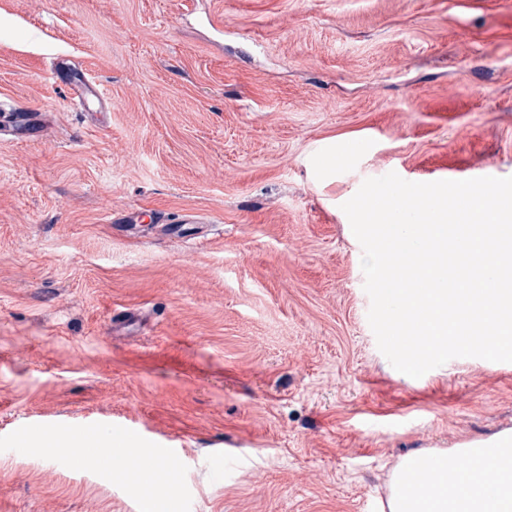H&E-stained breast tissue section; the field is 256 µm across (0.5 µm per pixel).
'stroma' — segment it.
Returning <instances> with one entry per match:
<instances>
[{
  "mask_svg": "<svg viewBox=\"0 0 512 512\" xmlns=\"http://www.w3.org/2000/svg\"><path fill=\"white\" fill-rule=\"evenodd\" d=\"M390 172L512 176V0H0V512H144L52 427L133 435L157 512H378L512 429V363L377 346L342 206ZM53 77L60 79L73 93L74 98L88 99L90 96L97 97L98 89L96 86L85 76L84 73L72 71L68 64L61 60L55 71Z\"/></svg>",
  "mask_w": 512,
  "mask_h": 512,
  "instance_id": "stroma-1",
  "label": "stroma"
}]
</instances>
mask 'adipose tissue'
Instances as JSON below:
<instances>
[{"label":"adipose tissue","mask_w":512,"mask_h":512,"mask_svg":"<svg viewBox=\"0 0 512 512\" xmlns=\"http://www.w3.org/2000/svg\"><path fill=\"white\" fill-rule=\"evenodd\" d=\"M32 439L45 458L66 448L116 477L130 476L126 432L40 431ZM381 512H512V430L403 458L391 471Z\"/></svg>","instance_id":"obj_1"}]
</instances>
